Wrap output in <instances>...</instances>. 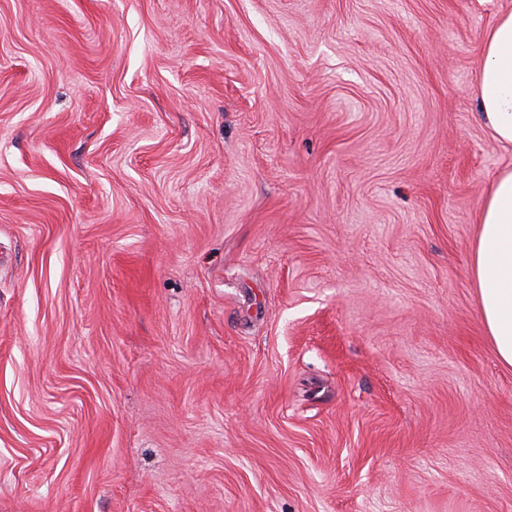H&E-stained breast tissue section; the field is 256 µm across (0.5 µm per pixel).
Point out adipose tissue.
Returning a JSON list of instances; mask_svg holds the SVG:
<instances>
[{"instance_id":"adipose-tissue-1","label":"adipose tissue","mask_w":512,"mask_h":512,"mask_svg":"<svg viewBox=\"0 0 512 512\" xmlns=\"http://www.w3.org/2000/svg\"><path fill=\"white\" fill-rule=\"evenodd\" d=\"M477 94L493 138L512 146V11L485 35ZM477 222L470 269L481 317L499 360L512 367V168L490 181Z\"/></svg>"}]
</instances>
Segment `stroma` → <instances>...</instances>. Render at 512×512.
I'll use <instances>...</instances> for the list:
<instances>
[{"mask_svg": "<svg viewBox=\"0 0 512 512\" xmlns=\"http://www.w3.org/2000/svg\"><path fill=\"white\" fill-rule=\"evenodd\" d=\"M510 9L0 0V512H512ZM477 94L493 138L512 146V11L502 13L485 35ZM476 224L470 269L484 329L499 360L512 367V168L490 181Z\"/></svg>", "mask_w": 512, "mask_h": 512, "instance_id": "stroma-1", "label": "stroma"}]
</instances>
